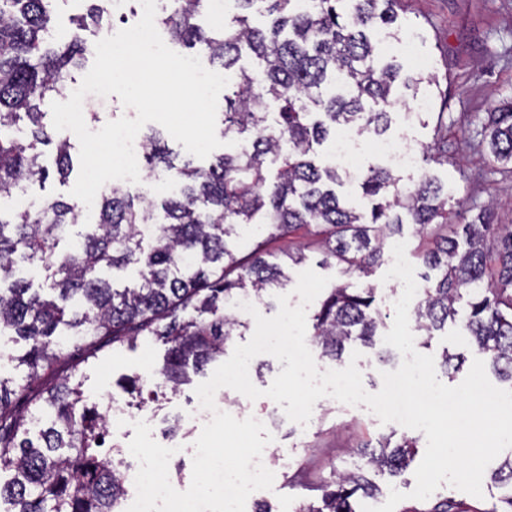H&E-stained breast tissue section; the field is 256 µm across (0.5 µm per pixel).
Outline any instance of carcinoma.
Masks as SVG:
<instances>
[{"instance_id":"cac0c4a2","label":"carcinoma","mask_w":512,"mask_h":512,"mask_svg":"<svg viewBox=\"0 0 512 512\" xmlns=\"http://www.w3.org/2000/svg\"><path fill=\"white\" fill-rule=\"evenodd\" d=\"M203 2L171 0L155 22L171 43L200 48L210 64L234 74L223 134L236 140L247 133L246 145L206 167L177 168L158 139L144 138V159L176 169L179 191L138 200L114 184L102 190L93 224L78 203L59 199L0 211V334L25 343L7 361L26 370L25 382L14 386L0 377V473H10L0 480L5 512H122L126 462L112 445L107 408L83 400V368L102 348H132L154 336L168 345L155 375L175 392L188 370L224 356L226 343L249 328L234 311L237 299L247 294L262 303L288 282L264 243L237 256L230 240L241 224H261L269 238L301 230L319 243L324 262L352 276L368 274L409 221L432 238L423 252L425 288L413 307L416 331L432 337L466 303L464 339L512 382V224L492 223L485 209L455 235L437 237L436 226L453 215L448 188L431 175L407 187L374 167L360 183L371 203L367 222L336 194V169L313 159L314 146L340 126L373 136L389 128L400 66L381 63L368 31L379 25L398 35L391 26L402 0H236L240 13L217 31L196 22ZM253 11L270 25L251 26ZM89 25H111L102 0H89L77 32L54 48L52 0H0V194L53 172L64 181L73 171L67 140L55 143V169L42 162L40 146L52 136L41 106L84 59L79 31ZM244 51L259 70L238 66ZM270 99L279 102L273 114ZM483 140L512 173V106L487 113ZM21 263L44 273L51 295L17 277ZM105 268H135L139 282L119 287L101 277ZM375 295L376 288L349 282L327 291L311 316L323 358L337 362L347 343L373 342L382 321ZM46 376L54 378L48 386ZM415 448L389 438L362 448L355 469L334 473L320 501L297 512H359L354 496L375 497L367 474L399 475Z\"/></svg>"}]
</instances>
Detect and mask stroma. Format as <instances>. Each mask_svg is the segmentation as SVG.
I'll use <instances>...</instances> for the list:
<instances>
[{
	"mask_svg": "<svg viewBox=\"0 0 512 512\" xmlns=\"http://www.w3.org/2000/svg\"><path fill=\"white\" fill-rule=\"evenodd\" d=\"M403 31L399 39H391L384 31H377L381 59L402 62L404 73L417 76L424 73L436 76L438 86L420 85L418 93L396 88L403 102L391 110L389 136L406 137L417 151L433 147V127L426 124L425 114L407 117L408 108L418 100H426L432 111L446 109L448 113V163L430 166L418 162L415 168L401 171L404 184L414 185L425 173L434 174L452 193L449 209L458 211V223L470 222L480 209L493 207V220L498 224H512V180L504 178L487 156L479 131L487 112L512 101V0H404L399 12ZM264 248L275 257L303 251L302 265L288 269L291 284L286 289H271L270 304L259 305L266 317L279 310V294L293 295L292 283L301 269H313L320 275L340 281L342 273L336 264H323V256L315 245L306 244L297 235L265 241ZM389 269L387 260H380L366 284L376 288L377 304L385 314L379 326L374 346L360 342L347 344V351L361 354L357 366L367 392H377L381 373L398 362L400 353L385 344L384 337L392 326L394 308L389 300L395 281L385 280ZM462 354L464 363L459 370L437 369L438 379L445 385H459L468 374L476 351L465 345L457 326L451 325L432 336L427 354L440 357L442 352ZM166 347L151 338L140 340L135 348L105 349L88 365L83 378V397L87 402L104 404L109 400H128L119 381L121 378L143 373L146 367L162 364ZM201 374H191L180 391L160 395L158 403H150L146 411L157 430H164L168 419L179 416L198 384L204 382ZM416 439L417 455H424V432L408 428H391L368 412H350L341 404L331 403L318 410L308 425L295 422L284 424L279 434V447L285 448L292 467L283 484L264 491L262 500L268 501L275 512H295L300 501L314 500L319 487L333 472L355 468L357 448L377 443L386 436ZM482 497H475L451 485L441 484L432 494V501L449 500L466 507L467 512H490L501 498L512 494V487L482 479Z\"/></svg>",
	"mask_w": 512,
	"mask_h": 512,
	"instance_id": "35a3bbf8",
	"label": "stroma"
}]
</instances>
